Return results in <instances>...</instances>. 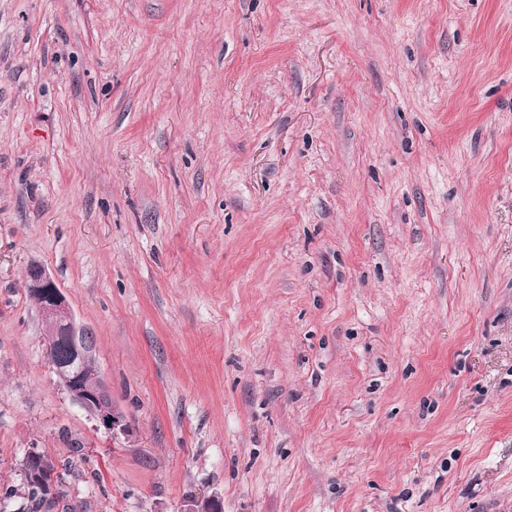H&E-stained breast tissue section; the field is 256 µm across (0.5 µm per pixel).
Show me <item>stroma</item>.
Returning a JSON list of instances; mask_svg holds the SVG:
<instances>
[{
    "label": "stroma",
    "instance_id": "obj_1",
    "mask_svg": "<svg viewBox=\"0 0 512 512\" xmlns=\"http://www.w3.org/2000/svg\"><path fill=\"white\" fill-rule=\"evenodd\" d=\"M32 448L90 512H512V0H0V512ZM23 288L38 308L43 336L48 341L50 365L69 399L92 417L98 426L110 432L118 427L125 431L128 426L124 416L112 403L111 393L103 378L96 374L95 338L85 326L77 323L61 288L44 267L37 263L27 267ZM58 340L69 348L68 361L54 357V345ZM87 361L90 362L82 369ZM79 374L85 383L91 384L97 377L98 380L92 387H87L79 381Z\"/></svg>",
    "mask_w": 512,
    "mask_h": 512
}]
</instances>
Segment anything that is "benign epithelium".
Here are the masks:
<instances>
[{
    "instance_id": "7a95c632",
    "label": "benign epithelium",
    "mask_w": 512,
    "mask_h": 512,
    "mask_svg": "<svg viewBox=\"0 0 512 512\" xmlns=\"http://www.w3.org/2000/svg\"><path fill=\"white\" fill-rule=\"evenodd\" d=\"M23 288L38 308L43 336L48 341L50 365L69 399L105 430H126L124 416L112 403L103 378H98L91 387L79 381L83 364L95 360L96 341L85 326L77 323L61 288L37 263L27 267ZM59 341L69 348L70 357L66 361L54 357V345ZM183 512H222V505L216 497H191L186 500Z\"/></svg>"
}]
</instances>
